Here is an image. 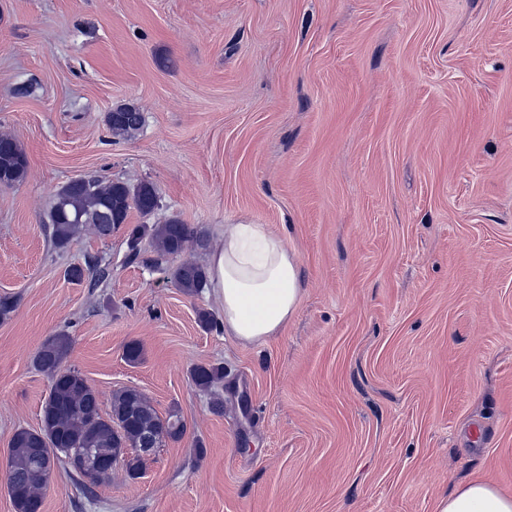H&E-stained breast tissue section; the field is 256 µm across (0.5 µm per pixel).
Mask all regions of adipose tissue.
I'll list each match as a JSON object with an SVG mask.
<instances>
[{
  "mask_svg": "<svg viewBox=\"0 0 512 512\" xmlns=\"http://www.w3.org/2000/svg\"><path fill=\"white\" fill-rule=\"evenodd\" d=\"M207 265L224 304V330L238 341L264 343L296 314L302 295L298 260L266 225H225ZM437 512H512V494L473 480L442 498Z\"/></svg>",
  "mask_w": 512,
  "mask_h": 512,
  "instance_id": "obj_1",
  "label": "adipose tissue"
}]
</instances>
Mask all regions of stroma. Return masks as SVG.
I'll list each match as a JSON object with an SVG mask.
<instances>
[{
  "label": "stroma",
  "mask_w": 512,
  "mask_h": 512,
  "mask_svg": "<svg viewBox=\"0 0 512 512\" xmlns=\"http://www.w3.org/2000/svg\"><path fill=\"white\" fill-rule=\"evenodd\" d=\"M136 104L117 138L104 117ZM0 512L17 428L41 425L59 333L102 404L134 387L186 433L84 495L59 463L41 512H436L480 478L512 494V0H0ZM93 173L149 182L107 238L47 213ZM179 218L285 236L303 284L264 344L224 332L129 228ZM94 259L104 278L71 283ZM216 321L203 329L198 310ZM139 342V363L124 346ZM220 363L223 413L193 365ZM203 456H195L196 443ZM28 160L27 156L18 143L10 136L0 135V179L4 175V185L0 187H10L21 182L27 175Z\"/></svg>",
  "instance_id": "obj_1"
}]
</instances>
